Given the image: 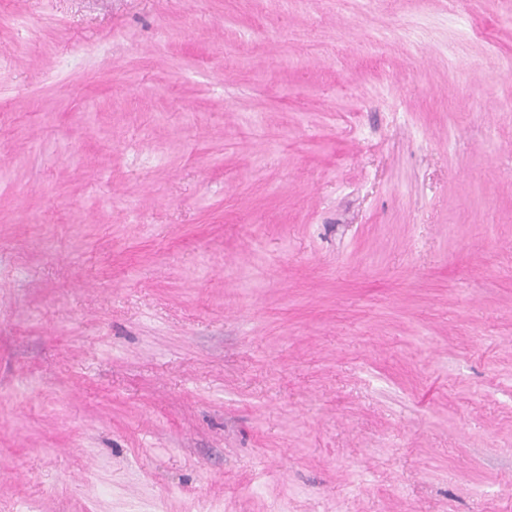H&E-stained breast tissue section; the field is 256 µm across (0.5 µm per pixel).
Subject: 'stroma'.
<instances>
[{
	"instance_id": "stroma-1",
	"label": "stroma",
	"mask_w": 512,
	"mask_h": 512,
	"mask_svg": "<svg viewBox=\"0 0 512 512\" xmlns=\"http://www.w3.org/2000/svg\"><path fill=\"white\" fill-rule=\"evenodd\" d=\"M0 512H512V0H0Z\"/></svg>"
}]
</instances>
